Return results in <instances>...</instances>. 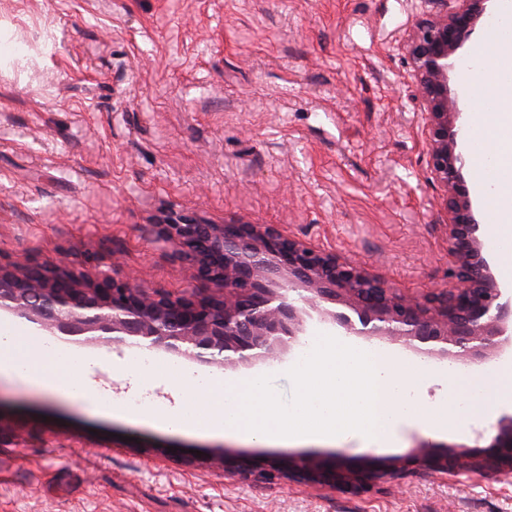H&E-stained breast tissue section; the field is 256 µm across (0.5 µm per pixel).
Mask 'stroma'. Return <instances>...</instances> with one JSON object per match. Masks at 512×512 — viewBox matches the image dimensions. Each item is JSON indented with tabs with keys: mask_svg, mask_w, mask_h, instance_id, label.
<instances>
[{
	"mask_svg": "<svg viewBox=\"0 0 512 512\" xmlns=\"http://www.w3.org/2000/svg\"><path fill=\"white\" fill-rule=\"evenodd\" d=\"M437 0H0V261L194 292L164 215L274 224L396 287L449 286L405 50ZM122 436L113 447L114 436ZM179 435L0 380V512H512V477L410 474L361 498L247 487L143 453L405 456Z\"/></svg>",
	"mask_w": 512,
	"mask_h": 512,
	"instance_id": "obj_1",
	"label": "stroma"
}]
</instances>
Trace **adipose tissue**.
<instances>
[{"label": "adipose tissue", "mask_w": 512, "mask_h": 512, "mask_svg": "<svg viewBox=\"0 0 512 512\" xmlns=\"http://www.w3.org/2000/svg\"><path fill=\"white\" fill-rule=\"evenodd\" d=\"M494 39L490 32L473 46L478 66L469 71L465 84L480 89L472 135L492 144L488 172L475 177L474 190L490 206L493 217L488 236L497 245L501 278L505 285L512 286V77L503 74L502 57L490 51Z\"/></svg>", "instance_id": "obj_1"}]
</instances>
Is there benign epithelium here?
Returning <instances> with one entry per match:
<instances>
[{
	"mask_svg": "<svg viewBox=\"0 0 512 512\" xmlns=\"http://www.w3.org/2000/svg\"><path fill=\"white\" fill-rule=\"evenodd\" d=\"M444 12L421 19L406 44L422 120L427 165L442 191L448 224L450 278L454 286L415 296L391 286L360 265L308 246L271 224H208L176 215L158 225V238L175 256L196 267L219 298L154 290L143 281L105 273L22 269L0 264V307L43 329L91 334L96 342L134 337L149 349L167 351L226 368L250 366L274 356L286 336L305 333L300 308L290 299L295 282L317 298L339 302L348 312L333 315L349 336L378 337L424 345L425 355L479 363L499 347L512 317V299L488 274L469 190L462 177L460 111L448 82L450 58L474 34L490 0H436ZM279 288L269 287L271 276ZM488 445L479 448L424 443L414 453L382 460L306 456H246L226 447L187 457L177 447L152 450L176 464L216 465L252 486L298 483L360 498L406 472L512 475V415L501 417Z\"/></svg>",
	"mask_w": 512,
	"mask_h": 512,
	"instance_id": "1",
	"label": "benign epithelium"
}]
</instances>
